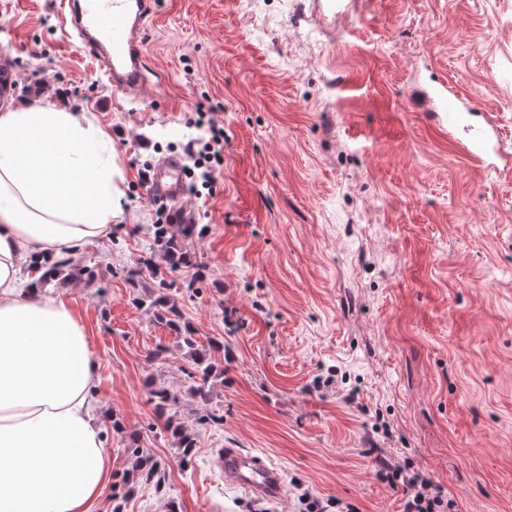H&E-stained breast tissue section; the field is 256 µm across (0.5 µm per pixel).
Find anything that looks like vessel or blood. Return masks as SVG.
Segmentation results:
<instances>
[{"instance_id":"1","label":"vessel or blood","mask_w":512,"mask_h":512,"mask_svg":"<svg viewBox=\"0 0 512 512\" xmlns=\"http://www.w3.org/2000/svg\"><path fill=\"white\" fill-rule=\"evenodd\" d=\"M153 5L154 0H62L61 18L69 36L107 76L114 93L137 97L150 85L143 50V22ZM439 101L449 132L461 130L459 99L443 92ZM498 152L493 125L482 126L469 141V153L474 161H488ZM183 189L180 160L164 159L149 181L150 195L175 203ZM218 464L226 482L243 487L255 496L277 498L285 491L279 469L257 455L225 448L218 456Z\"/></svg>"}]
</instances>
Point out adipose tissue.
I'll list each match as a JSON object with an SVG mask.
<instances>
[{"instance_id":"obj_1","label":"adipose tissue","mask_w":512,"mask_h":512,"mask_svg":"<svg viewBox=\"0 0 512 512\" xmlns=\"http://www.w3.org/2000/svg\"><path fill=\"white\" fill-rule=\"evenodd\" d=\"M111 137L67 106L0 113V512H95L111 460L81 317L23 266L107 235L120 191Z\"/></svg>"}]
</instances>
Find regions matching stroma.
Here are the masks:
<instances>
[{
  "label": "stroma",
  "mask_w": 512,
  "mask_h": 512,
  "mask_svg": "<svg viewBox=\"0 0 512 512\" xmlns=\"http://www.w3.org/2000/svg\"><path fill=\"white\" fill-rule=\"evenodd\" d=\"M155 2L153 93L136 99L67 40L60 0H0V60L18 78L5 108L88 112L120 172L111 232L73 259L93 280L47 288L98 361L103 512H306L305 490L402 512L377 454L428 474L455 512H512V0ZM443 86L475 97L473 124L493 121L495 167L428 120ZM200 105L224 125V171L213 195L181 201L204 232L172 276L173 327L154 304L157 203L139 172L199 137ZM188 336L221 371L205 401ZM169 419L193 434L190 458ZM136 448L159 482L132 480ZM221 448L276 466L284 494L226 482Z\"/></svg>",
  "instance_id": "stroma-1"
}]
</instances>
